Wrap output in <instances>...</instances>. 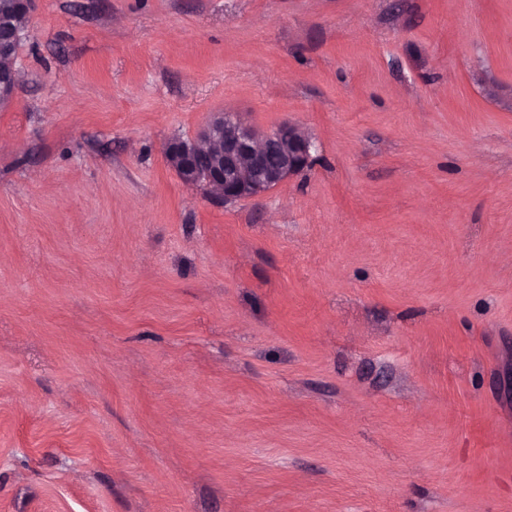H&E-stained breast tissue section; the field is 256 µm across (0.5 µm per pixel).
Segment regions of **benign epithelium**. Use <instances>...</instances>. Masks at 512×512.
<instances>
[{"mask_svg":"<svg viewBox=\"0 0 512 512\" xmlns=\"http://www.w3.org/2000/svg\"><path fill=\"white\" fill-rule=\"evenodd\" d=\"M16 73L0 67V106L11 102L16 89ZM213 141L207 185L218 189L224 201L258 198L290 175L304 168L315 148L314 141L301 136L292 125L257 134L238 115L221 113L206 123L197 142ZM270 150L282 155L276 166L266 163ZM195 152L174 141L167 151L170 165L190 171L195 167Z\"/></svg>","mask_w":512,"mask_h":512,"instance_id":"benign-epithelium-1","label":"benign epithelium"}]
</instances>
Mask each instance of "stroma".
Instances as JSON below:
<instances>
[{
    "label": "stroma",
    "instance_id": "stroma-1",
    "mask_svg": "<svg viewBox=\"0 0 512 512\" xmlns=\"http://www.w3.org/2000/svg\"><path fill=\"white\" fill-rule=\"evenodd\" d=\"M0 108V512H512V0H37ZM217 112L314 139L226 203Z\"/></svg>",
    "mask_w": 512,
    "mask_h": 512
}]
</instances>
